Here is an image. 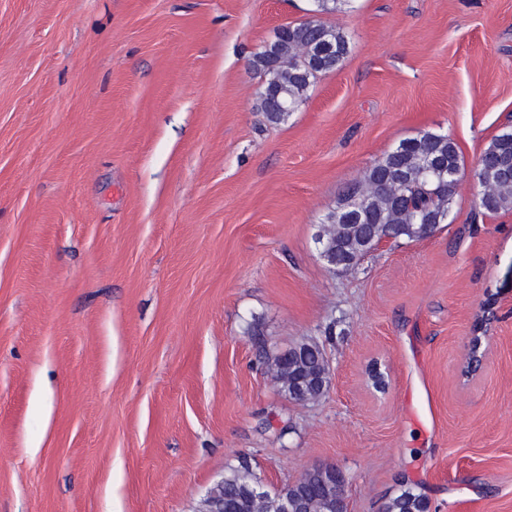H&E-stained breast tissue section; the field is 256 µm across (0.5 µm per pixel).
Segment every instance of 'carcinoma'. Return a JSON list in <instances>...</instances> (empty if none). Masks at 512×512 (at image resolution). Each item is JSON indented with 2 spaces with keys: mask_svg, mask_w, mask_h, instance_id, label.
Instances as JSON below:
<instances>
[{
  "mask_svg": "<svg viewBox=\"0 0 512 512\" xmlns=\"http://www.w3.org/2000/svg\"><path fill=\"white\" fill-rule=\"evenodd\" d=\"M349 51L346 34L322 19L287 24L276 29L271 41L261 45L252 57L251 67L264 77L259 94V111L271 124L286 120L288 113L270 109L264 96L272 92L289 108L297 109L307 98L313 80L333 71ZM403 151L393 149L368 168L358 185L348 187L328 223L338 225L336 239L358 238L347 227L343 209L348 199L358 193V186L368 188L362 197V223L393 225L409 240L426 237L422 224L445 223L453 200L448 172L461 168V156L455 142L446 135L422 132L404 140ZM484 154L494 164L479 168L474 180L480 188V205L496 213L512 209V130H504L488 145ZM259 479L246 458L224 472V508L227 512L247 510L243 483ZM382 512H429L428 497L414 484H405L390 496Z\"/></svg>",
  "mask_w": 512,
  "mask_h": 512,
  "instance_id": "1",
  "label": "carcinoma"
}]
</instances>
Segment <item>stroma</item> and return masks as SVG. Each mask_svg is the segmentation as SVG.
<instances>
[{"label":"stroma","instance_id":"obj_1","mask_svg":"<svg viewBox=\"0 0 512 512\" xmlns=\"http://www.w3.org/2000/svg\"><path fill=\"white\" fill-rule=\"evenodd\" d=\"M312 0H0V512H197L247 457L317 464L349 512H512V210L473 171L512 130V0H342L288 119L250 66ZM462 157L447 224L330 272L314 235L404 139ZM486 365L465 367L486 301ZM317 341L298 403L265 356ZM382 512H429V500L419 490L418 485H400V488L386 500Z\"/></svg>","mask_w":512,"mask_h":512}]
</instances>
